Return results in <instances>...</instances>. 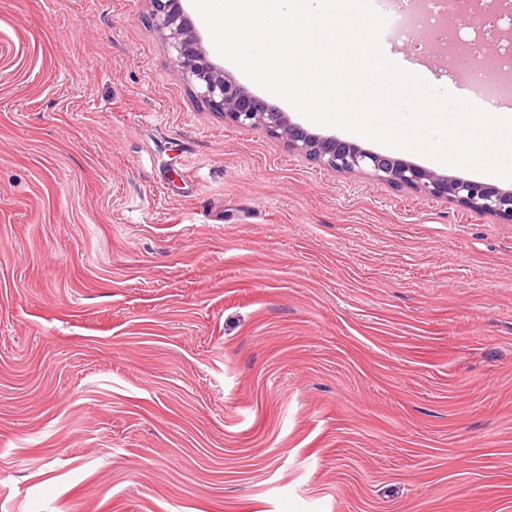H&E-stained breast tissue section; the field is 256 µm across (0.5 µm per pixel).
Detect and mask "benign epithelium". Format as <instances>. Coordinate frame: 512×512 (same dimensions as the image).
Listing matches in <instances>:
<instances>
[{
	"instance_id": "obj_1",
	"label": "benign epithelium",
	"mask_w": 512,
	"mask_h": 512,
	"mask_svg": "<svg viewBox=\"0 0 512 512\" xmlns=\"http://www.w3.org/2000/svg\"><path fill=\"white\" fill-rule=\"evenodd\" d=\"M149 17L168 40L173 51L174 71L197 89V96L212 111L245 130H263L284 141L294 154L315 161L338 173L366 174L397 190H408L425 199L456 202L479 216L512 221V190L482 184L462 176L438 174L391 156L365 150L358 145L308 132L291 122L285 113L269 105L213 64L202 48L201 39L182 0H148ZM491 12L495 0L471 3L463 0L456 10L471 24L483 18L473 14L477 6Z\"/></svg>"
}]
</instances>
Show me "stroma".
Instances as JSON below:
<instances>
[{
  "instance_id": "stroma-1",
  "label": "stroma",
  "mask_w": 512,
  "mask_h": 512,
  "mask_svg": "<svg viewBox=\"0 0 512 512\" xmlns=\"http://www.w3.org/2000/svg\"><path fill=\"white\" fill-rule=\"evenodd\" d=\"M0 512H512V221L224 121L147 0H0Z\"/></svg>"
}]
</instances>
